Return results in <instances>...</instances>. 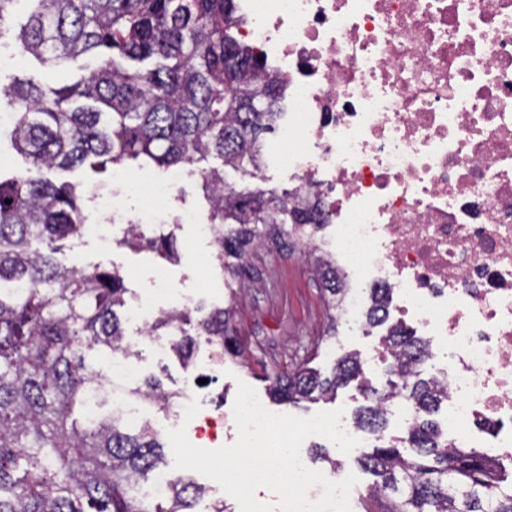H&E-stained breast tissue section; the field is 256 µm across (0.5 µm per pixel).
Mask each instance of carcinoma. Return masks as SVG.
Instances as JSON below:
<instances>
[{
	"instance_id": "cac0c4a2",
	"label": "carcinoma",
	"mask_w": 512,
	"mask_h": 512,
	"mask_svg": "<svg viewBox=\"0 0 512 512\" xmlns=\"http://www.w3.org/2000/svg\"><path fill=\"white\" fill-rule=\"evenodd\" d=\"M17 0H0V36L24 59L46 68L92 55L89 75L59 87L34 79L0 90L13 124L0 130L29 167L9 176L0 170V512H196L204 489L170 469L165 444L149 424L127 425L117 413L93 412L101 371L89 356L134 354L125 342L117 309L125 305L120 274L98 265L86 272L55 258L58 242L79 233L81 208L65 184L42 175L83 165L171 167L212 156L220 165L202 170L210 218L227 225L214 257L227 304L188 312H163L152 331L178 330L174 352L189 362L200 339L231 356L240 346L226 324L244 277H253L256 247H291L284 224H312L314 206L288 208L291 193L244 194L224 183V168L257 170L261 135L281 115L287 82L265 73V62L226 26L235 0H28L24 24L12 31L4 20L17 14ZM152 60V68L124 62ZM124 242L176 254L174 237L146 233L130 224ZM329 308L336 310V269L316 258ZM366 321H384L389 303L373 289ZM387 389L380 393L364 376L357 353L336 361L323 377L304 360L294 370L266 374L279 404L334 398L357 380L367 404L354 413L356 426L382 434L388 422L381 401L404 395L425 412L407 428L406 446H375L357 462L377 478L374 491H392L396 512H512V484L475 448H452L430 419L443 402L423 370H410L427 355L416 336L392 332ZM128 398L160 408L174 394L155 379L128 389ZM165 476L164 493L139 496L142 483Z\"/></svg>"
}]
</instances>
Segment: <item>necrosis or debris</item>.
Instances as JSON below:
<instances>
[{
  "mask_svg": "<svg viewBox=\"0 0 512 512\" xmlns=\"http://www.w3.org/2000/svg\"><path fill=\"white\" fill-rule=\"evenodd\" d=\"M238 39L288 81L279 132L320 224L297 244L336 268V315L425 337L441 431L512 468V0H236ZM127 212L96 196L87 231Z\"/></svg>",
  "mask_w": 512,
  "mask_h": 512,
  "instance_id": "obj_1",
  "label": "necrosis or debris"
}]
</instances>
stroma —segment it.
<instances>
[{
    "label": "stroma",
    "instance_id": "stroma-1",
    "mask_svg": "<svg viewBox=\"0 0 512 512\" xmlns=\"http://www.w3.org/2000/svg\"><path fill=\"white\" fill-rule=\"evenodd\" d=\"M90 64V59L82 58L77 65L66 70H49L34 60L22 67L4 66L0 68V85L10 84L16 77H32L50 85L70 83L83 76L85 67ZM263 144L258 176L228 168L224 171L226 184L252 192L273 190L280 193L293 189L294 179L277 155V133L264 134ZM202 168L199 162L185 164L186 175L174 186L169 200L171 213L190 209L200 218H207L208 205L200 189ZM173 236L178 252L175 261L168 264L163 263L155 252L120 242L113 243L110 254L104 257L96 241L90 238L67 241L57 259L67 266L89 268L106 262L123 276L132 297L149 294L153 271L164 264L169 269V291L157 298V308H176L183 296L194 293L199 294L201 303L206 306H225L227 290L222 274H215L210 288L201 291L196 288L205 270L209 251L207 241L198 236L191 224L178 225ZM254 264L259 274L245 282L228 324V333L237 338L242 354L236 359L225 360L222 367L217 368L210 363L208 356L212 348L207 342L198 343L191 364L185 366L172 351H156L151 337L138 335L136 325L129 322L124 325L127 338L137 351L131 363L140 377L159 378L165 389L198 398L200 410L188 423L186 432L189 441L200 448L213 450L235 442L238 431L233 404L236 383L240 380L252 386L258 398L267 401L270 410L277 414L307 417L337 408L343 409L345 414H352L363 402L357 383L339 388L332 401L280 405L269 399L265 374L273 364L278 365L281 371H290L300 358L307 356L312 367L322 376H330L340 354L356 351L362 357H369L386 332L381 326L365 333L351 334L342 326L336 338L337 350L317 344V337L326 330L328 312L322 282L309 254L299 248L288 253L265 250L258 252ZM317 446L327 448L330 462L313 461V449ZM301 457L311 461L313 470L333 471L341 479L348 474H356L358 482L350 493L351 512H395V496L388 492L371 493L372 476L359 469L354 455L343 454L328 439L308 437L301 446Z\"/></svg>",
    "mask_w": 512,
    "mask_h": 512
}]
</instances>
